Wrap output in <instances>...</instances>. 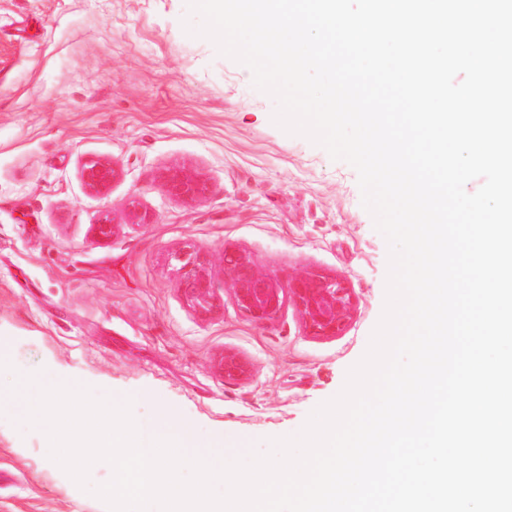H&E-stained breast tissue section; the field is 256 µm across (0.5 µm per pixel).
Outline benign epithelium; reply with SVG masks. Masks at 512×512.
Instances as JSON below:
<instances>
[{"label": "benign epithelium", "mask_w": 512, "mask_h": 512, "mask_svg": "<svg viewBox=\"0 0 512 512\" xmlns=\"http://www.w3.org/2000/svg\"><path fill=\"white\" fill-rule=\"evenodd\" d=\"M120 173L101 160H92L83 170L85 187L101 194ZM164 190L177 198L197 200L208 192L207 184L181 169H169L162 176ZM127 218L132 224H152L153 216L132 199L127 206ZM180 279L181 292L199 318L208 320L219 308V299L209 274L206 260L191 246L170 254ZM224 272L229 279L234 299L251 320L263 323L281 311L285 294L292 295L306 329L314 336H335L345 328L352 307L350 289L344 281L321 273H309L282 284L260 273L254 260L245 252L224 248ZM215 369L228 378L242 379L249 369L240 358L226 353L215 362Z\"/></svg>", "instance_id": "1"}]
</instances>
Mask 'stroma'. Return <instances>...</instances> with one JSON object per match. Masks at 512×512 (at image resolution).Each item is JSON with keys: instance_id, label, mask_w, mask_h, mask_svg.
I'll return each instance as SVG.
<instances>
[{"instance_id": "obj_1", "label": "stroma", "mask_w": 512, "mask_h": 512, "mask_svg": "<svg viewBox=\"0 0 512 512\" xmlns=\"http://www.w3.org/2000/svg\"><path fill=\"white\" fill-rule=\"evenodd\" d=\"M185 0H0V351L13 367L96 395L137 397L144 432L156 408L195 423L203 445L264 452L342 389L385 301L388 246L362 206L356 170L272 121L250 70L185 33ZM116 165L107 192L82 169ZM199 176V201L169 195L164 171ZM155 217L126 221L130 198ZM109 216L117 229L95 238ZM193 245L221 302L201 320L168 255ZM288 281L344 278V332L309 335L292 302L255 324L237 306L224 250ZM231 352L250 368L224 378ZM0 376V512H99L98 498L48 467L45 434L17 428L21 400Z\"/></svg>"}]
</instances>
